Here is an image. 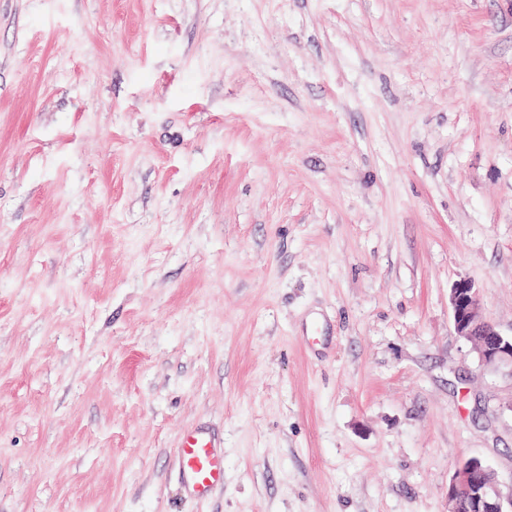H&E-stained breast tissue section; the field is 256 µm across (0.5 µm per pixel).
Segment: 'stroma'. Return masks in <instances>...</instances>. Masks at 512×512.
<instances>
[{
    "label": "stroma",
    "instance_id": "obj_1",
    "mask_svg": "<svg viewBox=\"0 0 512 512\" xmlns=\"http://www.w3.org/2000/svg\"><path fill=\"white\" fill-rule=\"evenodd\" d=\"M463 278L512 336V0H0V512L512 496ZM174 456L183 491L188 496L205 501L224 487V441L209 429L186 428L174 448ZM449 512H507L497 482L480 460L470 459L456 471L448 486Z\"/></svg>",
    "mask_w": 512,
    "mask_h": 512
}]
</instances>
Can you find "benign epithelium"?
I'll return each instance as SVG.
<instances>
[{
  "label": "benign epithelium",
  "instance_id": "7a95c632",
  "mask_svg": "<svg viewBox=\"0 0 512 512\" xmlns=\"http://www.w3.org/2000/svg\"><path fill=\"white\" fill-rule=\"evenodd\" d=\"M456 335L475 343L482 366L512 373V336H505L481 311L480 294L467 279L456 281L449 292ZM449 512H505L498 484L486 465L477 459L466 461L448 486Z\"/></svg>",
  "mask_w": 512,
  "mask_h": 512
}]
</instances>
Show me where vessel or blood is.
<instances>
[{"instance_id":"vessel-or-blood-1","label":"vessel or blood","mask_w":512,"mask_h":512,"mask_svg":"<svg viewBox=\"0 0 512 512\" xmlns=\"http://www.w3.org/2000/svg\"><path fill=\"white\" fill-rule=\"evenodd\" d=\"M174 456L182 488L196 500H207L224 486V444L209 429L191 426L184 430Z\"/></svg>"}]
</instances>
